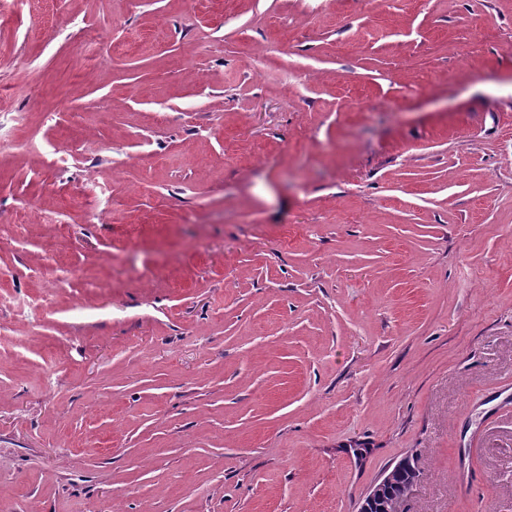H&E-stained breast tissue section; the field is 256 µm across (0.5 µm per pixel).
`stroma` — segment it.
Here are the masks:
<instances>
[{"instance_id": "1", "label": "stroma", "mask_w": 512, "mask_h": 512, "mask_svg": "<svg viewBox=\"0 0 512 512\" xmlns=\"http://www.w3.org/2000/svg\"><path fill=\"white\" fill-rule=\"evenodd\" d=\"M512 512V0H0V512ZM419 478V471L416 468L414 457L406 456L389 467L383 476L385 480L384 496L392 498H403L405 492Z\"/></svg>"}]
</instances>
